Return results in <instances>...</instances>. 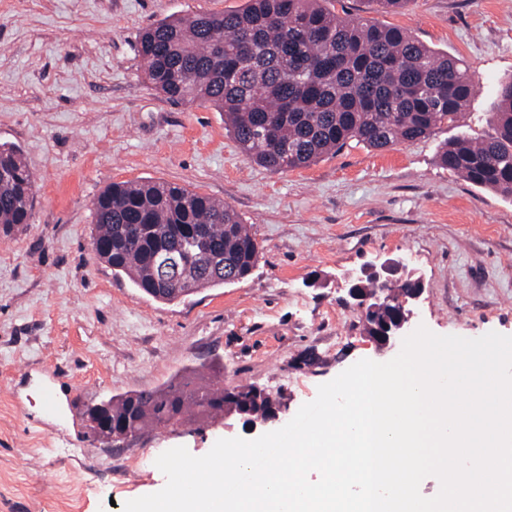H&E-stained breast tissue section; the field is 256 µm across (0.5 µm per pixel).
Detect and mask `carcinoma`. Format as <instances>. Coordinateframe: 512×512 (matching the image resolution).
<instances>
[{
  "label": "carcinoma",
  "instance_id": "obj_1",
  "mask_svg": "<svg viewBox=\"0 0 512 512\" xmlns=\"http://www.w3.org/2000/svg\"><path fill=\"white\" fill-rule=\"evenodd\" d=\"M330 0H247L233 13L166 19L138 41L144 73L175 103L211 106L241 149L270 170L307 166L354 141L374 149L454 127L474 92L469 68L394 27L345 19ZM494 134L456 135L440 166L512 198V77L498 87ZM37 186L17 147L0 144V230L30 223ZM93 248L117 275L172 303L243 279L260 246L231 206L164 181L119 182L92 202ZM185 378L110 399L112 421L135 428L211 417L247 385L197 387Z\"/></svg>",
  "mask_w": 512,
  "mask_h": 512
}]
</instances>
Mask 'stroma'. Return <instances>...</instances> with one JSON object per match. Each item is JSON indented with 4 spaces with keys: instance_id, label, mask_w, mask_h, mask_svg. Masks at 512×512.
I'll return each mask as SVG.
<instances>
[{
    "instance_id": "obj_1",
    "label": "stroma",
    "mask_w": 512,
    "mask_h": 512,
    "mask_svg": "<svg viewBox=\"0 0 512 512\" xmlns=\"http://www.w3.org/2000/svg\"><path fill=\"white\" fill-rule=\"evenodd\" d=\"M246 0H0V144L38 186L29 224L0 232V512H123L161 490L155 461L183 446L257 438L223 418L147 429L114 447L88 407L195 374L279 397L287 424L319 385L376 360L337 280L407 260L424 277L413 326L512 336V199L442 168L457 132L492 134L512 76V0H332L339 16L407 31L469 67L458 127L376 150L349 143L299 168L254 163L210 108L173 104L137 52L171 16L226 13ZM155 180L233 207L261 248L251 275L161 303L101 262L91 204L111 184ZM318 286H311V279Z\"/></svg>"
}]
</instances>
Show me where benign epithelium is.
I'll return each mask as SVG.
<instances>
[{
    "label": "benign epithelium",
    "instance_id": "1",
    "mask_svg": "<svg viewBox=\"0 0 512 512\" xmlns=\"http://www.w3.org/2000/svg\"><path fill=\"white\" fill-rule=\"evenodd\" d=\"M370 279L373 288L361 287V282ZM346 294L352 305L360 310L367 326V337L380 355H392L402 346L408 336L413 307L424 291V284L416 272L400 260L387 262L379 267L368 265L358 272L343 275ZM399 281L408 284L403 294L394 297L384 285ZM108 403L97 404L88 412L92 430L99 440L107 444H123L139 434V429L127 423L115 424L105 418ZM282 413L280 402L267 390L253 387L252 399L238 406L227 404L224 419H243L256 427L264 426L279 419Z\"/></svg>",
    "mask_w": 512,
    "mask_h": 512
}]
</instances>
